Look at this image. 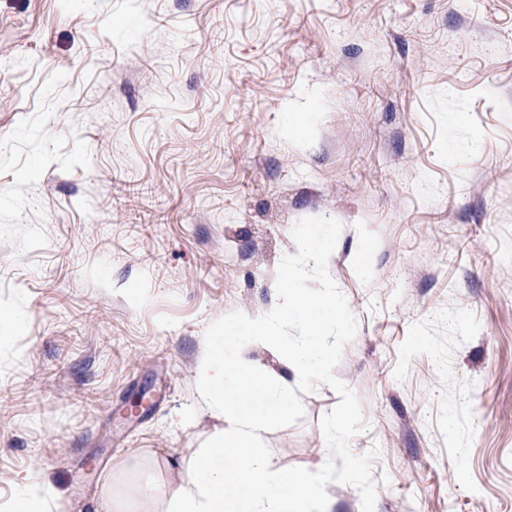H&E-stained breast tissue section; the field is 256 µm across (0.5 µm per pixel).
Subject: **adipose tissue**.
Masks as SVG:
<instances>
[{"mask_svg": "<svg viewBox=\"0 0 512 512\" xmlns=\"http://www.w3.org/2000/svg\"><path fill=\"white\" fill-rule=\"evenodd\" d=\"M300 270H291L283 283L284 302L274 313L226 321L205 341L200 364V396L209 416L219 426L207 448L182 459L179 483L167 488L161 512H329L323 494L325 481L335 478L329 466L300 479L286 478L275 469L260 436L288 412V391L293 384L327 378L331 369L330 345L323 331L346 319V309L335 296L313 301L297 287ZM298 318L310 333L287 343L276 334L281 320ZM255 348L273 352L283 372L248 359ZM260 394L262 405L252 403ZM238 453L241 471L224 468V451ZM59 493L49 481L27 476L17 483V494L7 512H58Z\"/></svg>", "mask_w": 512, "mask_h": 512, "instance_id": "adipose-tissue-1", "label": "adipose tissue"}]
</instances>
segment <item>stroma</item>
Listing matches in <instances>:
<instances>
[{
  "label": "stroma",
  "instance_id": "35a3bbf8",
  "mask_svg": "<svg viewBox=\"0 0 512 512\" xmlns=\"http://www.w3.org/2000/svg\"><path fill=\"white\" fill-rule=\"evenodd\" d=\"M295 265L350 323L275 467L353 459L330 512H512V0H0V505L158 512L206 336ZM59 493L49 481L38 476H26L17 482V494L3 512H56Z\"/></svg>",
  "mask_w": 512,
  "mask_h": 512
}]
</instances>
